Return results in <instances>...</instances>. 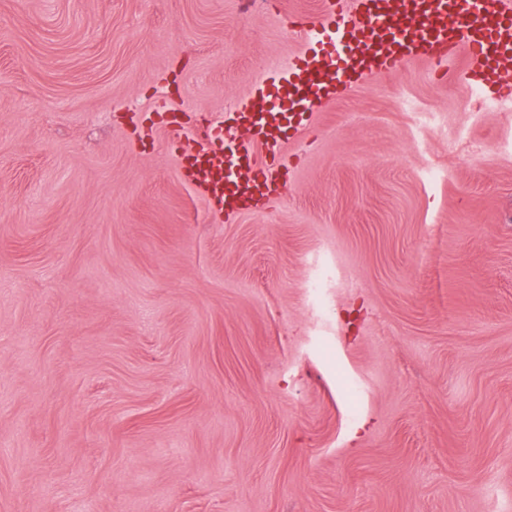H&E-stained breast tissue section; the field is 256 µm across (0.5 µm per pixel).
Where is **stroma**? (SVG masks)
<instances>
[{
	"mask_svg": "<svg viewBox=\"0 0 512 512\" xmlns=\"http://www.w3.org/2000/svg\"><path fill=\"white\" fill-rule=\"evenodd\" d=\"M323 7L0 0V512H512V102L410 62L266 205L181 175Z\"/></svg>",
	"mask_w": 512,
	"mask_h": 512,
	"instance_id": "1",
	"label": "stroma"
}]
</instances>
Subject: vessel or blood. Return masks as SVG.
Listing matches in <instances>:
<instances>
[{
    "instance_id": "obj_1",
    "label": "vessel or blood",
    "mask_w": 512,
    "mask_h": 512,
    "mask_svg": "<svg viewBox=\"0 0 512 512\" xmlns=\"http://www.w3.org/2000/svg\"><path fill=\"white\" fill-rule=\"evenodd\" d=\"M461 56L479 90H500L499 67L512 61V5L507 0H356L344 10L327 0L301 57L255 86L254 101L233 105L231 122L244 127L236 145L239 170L224 174V128L208 127L211 147L193 156L182 175L218 212L267 197L279 177L278 151L286 130L304 124L313 103L331 100L375 74L419 60L442 69Z\"/></svg>"
}]
</instances>
